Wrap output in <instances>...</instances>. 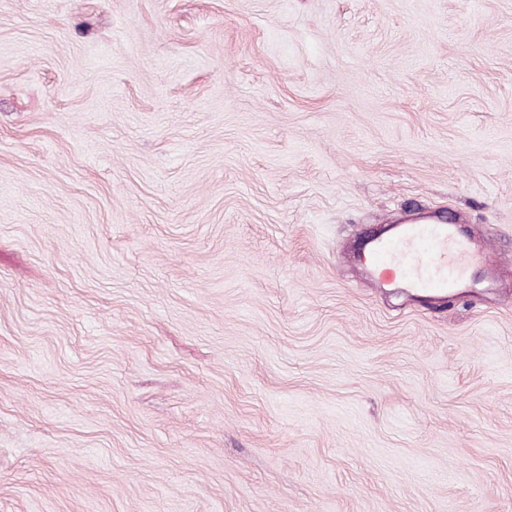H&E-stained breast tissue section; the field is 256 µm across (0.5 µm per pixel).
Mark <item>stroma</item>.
I'll use <instances>...</instances> for the list:
<instances>
[{"label":"stroma","instance_id":"obj_1","mask_svg":"<svg viewBox=\"0 0 512 512\" xmlns=\"http://www.w3.org/2000/svg\"><path fill=\"white\" fill-rule=\"evenodd\" d=\"M512 0H0V512H512ZM363 250L369 259L368 275L379 287L400 288L409 297L445 296L463 285L464 275L475 267L486 269L485 290L501 282L491 260V242L465 234L450 220L386 224L364 241Z\"/></svg>","mask_w":512,"mask_h":512}]
</instances>
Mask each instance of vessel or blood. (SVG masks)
<instances>
[{"mask_svg":"<svg viewBox=\"0 0 512 512\" xmlns=\"http://www.w3.org/2000/svg\"><path fill=\"white\" fill-rule=\"evenodd\" d=\"M363 250L369 259L367 272L379 287L398 288L410 297L445 296L463 285L466 273L476 267L486 271L485 289L500 282L490 241L465 234L452 221L388 224L365 240Z\"/></svg>","mask_w":512,"mask_h":512,"instance_id":"b4317fda","label":"vessel or blood"}]
</instances>
